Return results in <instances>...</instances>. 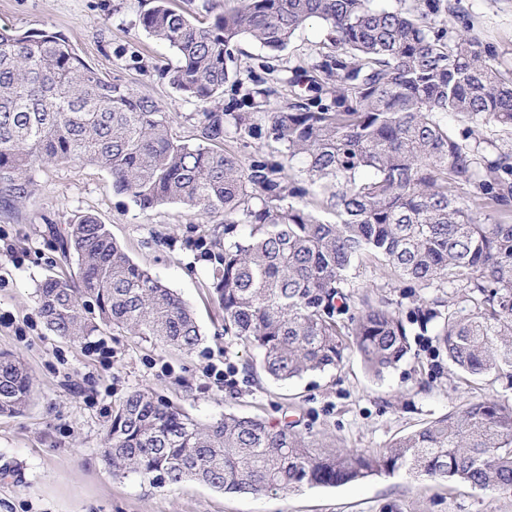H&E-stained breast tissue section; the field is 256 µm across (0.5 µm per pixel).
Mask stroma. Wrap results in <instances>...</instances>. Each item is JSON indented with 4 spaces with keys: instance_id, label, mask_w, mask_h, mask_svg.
Returning a JSON list of instances; mask_svg holds the SVG:
<instances>
[{
    "instance_id": "1",
    "label": "stroma",
    "mask_w": 512,
    "mask_h": 512,
    "mask_svg": "<svg viewBox=\"0 0 512 512\" xmlns=\"http://www.w3.org/2000/svg\"><path fill=\"white\" fill-rule=\"evenodd\" d=\"M476 31L498 49L501 71H512V0H459ZM153 0H0V27L63 34L101 74L134 93L155 99L174 132L191 135L198 105L169 82L178 58L152 40L139 23ZM327 31L316 21L298 31L279 57L267 59L252 43L236 60L241 74L280 77L276 105L288 101L286 78L319 50ZM38 188L11 210L0 208V232L12 255L0 254V352L25 363L34 389L28 410L0 416V512H512V493L483 491L463 483L417 479L400 471L338 487L313 486L270 494H224L189 481L155 487L139 477L113 476L102 460L110 412L128 393L146 390L208 421L232 411L278 421L300 420L305 435L337 440L351 451L388 447L395 439L455 411L471 400L512 399L506 380L466 381L448 362L432 332L415 316L431 300L457 307L461 288L398 287L388 273L360 268L350 303L386 299L399 311L410 350L383 378L365 373L357 355L324 373L282 382L266 375L257 352L224 334L223 312L208 283L211 266L193 247L216 219L169 203L141 211L115 194L104 169L70 162L37 166ZM92 214L108 224L134 261L147 267L193 309L203 334L189 355L125 331L105 330L97 341L111 360L89 354L49 331L38 311L36 286L58 273L59 254L47 223L70 224ZM26 326L18 336V326ZM223 370V381L208 367Z\"/></svg>"
}]
</instances>
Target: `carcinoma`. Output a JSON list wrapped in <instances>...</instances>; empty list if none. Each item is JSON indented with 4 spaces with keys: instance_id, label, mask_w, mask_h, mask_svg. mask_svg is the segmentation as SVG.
Returning a JSON list of instances; mask_svg holds the SVG:
<instances>
[{
    "instance_id": "1",
    "label": "carcinoma",
    "mask_w": 512,
    "mask_h": 512,
    "mask_svg": "<svg viewBox=\"0 0 512 512\" xmlns=\"http://www.w3.org/2000/svg\"><path fill=\"white\" fill-rule=\"evenodd\" d=\"M202 20L155 0L143 30L175 51L173 87L200 105L191 138L172 133L157 101L106 80L61 33L0 28V206L37 190L31 170L85 162L143 212L180 203L223 225L204 257L224 335L257 350L288 382L339 367L353 351L380 378L409 352L396 310L366 303L336 320L360 267L405 288L468 289L469 307L427 313L448 362L464 375L512 382V72L441 0H231ZM317 19L328 43L292 70V101L252 77L216 106L243 42L271 55ZM496 133L487 136L484 129ZM265 138L278 153L252 147ZM488 205L483 217L477 209ZM76 272L47 276L37 304L47 327L81 343L129 331L183 352L202 342L193 311L136 263L108 225L83 215L54 227ZM27 368L0 353V415L27 408ZM105 462L154 485L195 481L229 494L340 486L404 470L512 493V401L470 402L372 452L305 437L298 422L226 412L202 422L153 393L112 408Z\"/></svg>"
}]
</instances>
